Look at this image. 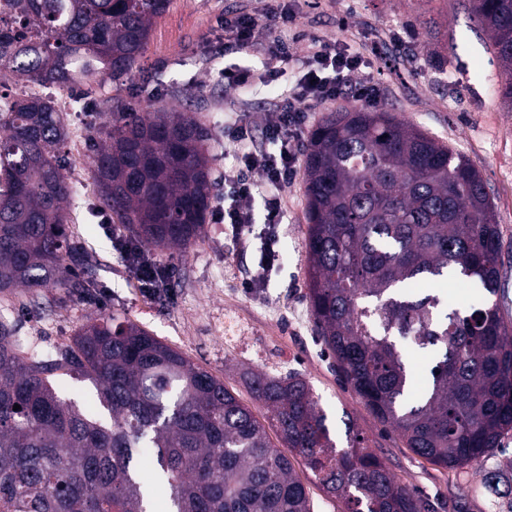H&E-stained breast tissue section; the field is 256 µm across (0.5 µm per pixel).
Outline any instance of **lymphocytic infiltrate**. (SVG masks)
Wrapping results in <instances>:
<instances>
[{
  "mask_svg": "<svg viewBox=\"0 0 512 512\" xmlns=\"http://www.w3.org/2000/svg\"><path fill=\"white\" fill-rule=\"evenodd\" d=\"M224 30V54L231 57L221 77L225 86L235 89L250 86L254 81L270 84L279 81L295 65L301 71L296 83L282 100L277 119L266 127V138L273 151L255 148L249 123L238 120L225 124L224 132L235 142L234 165L224 173V193L212 212V221L230 227L234 238L245 241L253 233L255 201L264 204V233L252 285L260 286L279 259L277 226L284 219L280 195L291 181L300 160V137L310 111L346 96L372 105L379 101L378 87L358 79L363 56L350 52L341 42H319L307 56L296 57L287 44L278 45L273 64L262 72H254L241 64V57L260 50L257 38L258 16L242 14L219 19ZM112 243L123 258L128 273L144 292H151L156 279H169L171 272L151 258L144 248L130 241L115 227H105Z\"/></svg>",
  "mask_w": 512,
  "mask_h": 512,
  "instance_id": "obj_1",
  "label": "lymphocytic infiltrate"
}]
</instances>
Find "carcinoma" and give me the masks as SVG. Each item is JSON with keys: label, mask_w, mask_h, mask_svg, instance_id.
<instances>
[{"label": "carcinoma", "mask_w": 512, "mask_h": 512, "mask_svg": "<svg viewBox=\"0 0 512 512\" xmlns=\"http://www.w3.org/2000/svg\"><path fill=\"white\" fill-rule=\"evenodd\" d=\"M171 0H0V69L29 84L0 111V295L89 291L79 242L65 233L73 187L62 113L38 88L69 93L137 69ZM512 109V0H471ZM211 132L192 112L112 99L93 171L102 209L147 250L187 252L214 199ZM308 301L317 335L367 410L417 456L480 465L512 432V321L496 305L448 308L421 281L497 291L500 235L480 172L383 109L327 115L306 148ZM430 348L412 391L402 342ZM92 383L82 409L55 382ZM287 447L346 512H432L343 420L332 437L309 382L244 373ZM20 409L13 410V406ZM152 449L159 499L140 480ZM485 485L509 493L494 472ZM505 490H500V487ZM0 503L14 512H313L288 457L209 371L125 318L88 317L69 345L26 348L0 316Z\"/></svg>", "instance_id": "carcinoma-1"}]
</instances>
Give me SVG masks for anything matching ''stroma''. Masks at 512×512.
I'll use <instances>...</instances> for the list:
<instances>
[{"label": "stroma", "mask_w": 512, "mask_h": 512, "mask_svg": "<svg viewBox=\"0 0 512 512\" xmlns=\"http://www.w3.org/2000/svg\"><path fill=\"white\" fill-rule=\"evenodd\" d=\"M288 6L296 17L294 51L303 54L315 42L337 39L367 52L360 77L378 86L381 108L448 145L480 171L499 224V291L492 296L479 288H458L453 281L425 283L421 289L463 296L471 306L494 301L512 317V111L496 94L489 40L474 25L467 0H288ZM264 7V0H172L154 22L133 76L80 87L89 109L75 121L79 145L62 148L69 166L91 172L93 146L106 129L104 102L112 97L133 101L154 95L162 104L194 112L213 132L211 166L219 181L236 152L235 143L224 136L230 115L251 125L255 147H266L265 127L276 118L280 91L259 84L243 94L225 87L219 76L225 65L224 33L216 24L221 16L256 13L260 39L281 38V28L264 15ZM429 18L434 27H423ZM75 191L71 209L80 222L73 234L89 259L91 291L71 297L64 289L48 288L37 304L21 290L0 298V310L17 335L57 347L72 343L86 317L129 318L223 380L259 418L266 410L253 399L243 370L299 373L310 382L338 445L346 443L341 417L350 415L398 480L427 496L436 512H512V494H494L484 484L488 473L512 471V435L482 467L434 465L384 427L337 372L315 333L307 298L302 174H295L281 195L280 265L263 286L248 285L259 240L235 242L223 225L209 223L186 254L153 251L157 262L172 268L170 291L159 299L144 294L129 277L103 228L104 214H91L98 197L93 180ZM228 315L237 319L247 345L225 338Z\"/></svg>", "instance_id": "35a3bbf8"}]
</instances>
